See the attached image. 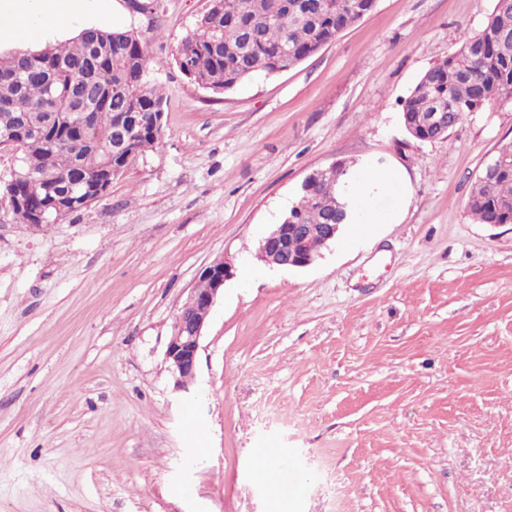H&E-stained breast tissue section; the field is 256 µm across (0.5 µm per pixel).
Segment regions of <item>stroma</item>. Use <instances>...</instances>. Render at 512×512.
<instances>
[{
	"label": "stroma",
	"mask_w": 512,
	"mask_h": 512,
	"mask_svg": "<svg viewBox=\"0 0 512 512\" xmlns=\"http://www.w3.org/2000/svg\"><path fill=\"white\" fill-rule=\"evenodd\" d=\"M112 0L167 98L164 136L44 231L0 195V512H512V224L467 208L512 107L413 139L402 106L494 0H376L296 66L215 95L175 57L209 0ZM400 169L392 224L308 267L261 239L312 173ZM234 268L196 381L164 361L200 272ZM297 486L273 499L261 444Z\"/></svg>",
	"instance_id": "35a3bbf8"
}]
</instances>
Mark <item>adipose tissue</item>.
Returning <instances> with one entry per match:
<instances>
[{
	"label": "adipose tissue",
	"instance_id": "1",
	"mask_svg": "<svg viewBox=\"0 0 512 512\" xmlns=\"http://www.w3.org/2000/svg\"><path fill=\"white\" fill-rule=\"evenodd\" d=\"M110 8L111 0H0V45L22 46L37 42L47 26H63L73 17ZM402 181V174L395 169L351 180L347 191L360 206L359 223L393 222V214L375 211L368 196L373 189L395 187Z\"/></svg>",
	"mask_w": 512,
	"mask_h": 512
}]
</instances>
